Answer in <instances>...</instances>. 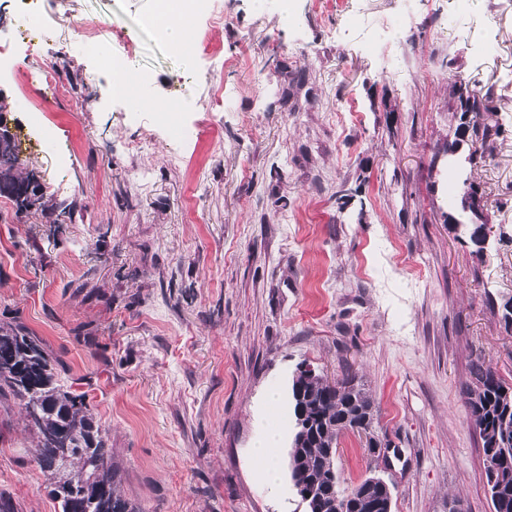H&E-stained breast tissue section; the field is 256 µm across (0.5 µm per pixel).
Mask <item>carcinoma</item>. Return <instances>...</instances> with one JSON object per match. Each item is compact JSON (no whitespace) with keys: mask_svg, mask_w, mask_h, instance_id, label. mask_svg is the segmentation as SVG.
<instances>
[{"mask_svg":"<svg viewBox=\"0 0 512 512\" xmlns=\"http://www.w3.org/2000/svg\"><path fill=\"white\" fill-rule=\"evenodd\" d=\"M453 95L468 122L471 142L486 150L493 127L480 122L484 102L461 80ZM22 161L16 141L3 129L0 136V197L23 213L44 205L36 176L19 174ZM57 366L20 322L0 325V400H11L25 413L27 426L36 432L34 460L48 477L50 493L61 512H136L117 488V469L106 430L87 408L83 396L57 384ZM472 384L463 393L470 423L492 454L485 467L486 486L493 512H512V385L482 358L471 361ZM294 439L288 471L296 490L316 489L307 512H337L336 500L346 512H381L371 497L361 496L367 484L346 489L330 476L329 452L337 451L346 432L366 434L378 443V411L372 396L353 380L329 384L310 369L298 368L291 388Z\"/></svg>","mask_w":512,"mask_h":512,"instance_id":"1","label":"carcinoma"}]
</instances>
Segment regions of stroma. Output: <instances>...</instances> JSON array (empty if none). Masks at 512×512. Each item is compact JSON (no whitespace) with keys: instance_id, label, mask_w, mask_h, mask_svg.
I'll use <instances>...</instances> for the list:
<instances>
[{"instance_id":"stroma-1","label":"stroma","mask_w":512,"mask_h":512,"mask_svg":"<svg viewBox=\"0 0 512 512\" xmlns=\"http://www.w3.org/2000/svg\"><path fill=\"white\" fill-rule=\"evenodd\" d=\"M185 58L143 24L154 0H41L28 65L72 87L28 134L0 108L44 204L0 198V324L23 323L105 428L139 512H307L254 444L300 366L352 379L390 448L339 442L350 487L376 467L393 512H493L462 392L468 365L512 382V0H216ZM409 24L393 32L396 16ZM96 27L97 40L84 31ZM132 50L133 106L98 67ZM463 80L498 128L485 159L449 154ZM223 85V102L214 87ZM291 98H284V89ZM175 101L178 111L153 110ZM218 139H211V130ZM478 186L482 254L462 197ZM21 409L0 404V501L59 512ZM98 63L110 69L123 68L126 72L127 92L138 88L147 81V75L142 72L131 71L129 62L124 57H116L112 54V48L102 45L99 47ZM274 432L272 431L254 447V455L260 463V476L269 485H275L278 478V463L272 452V448L275 447Z\"/></svg>"}]
</instances>
